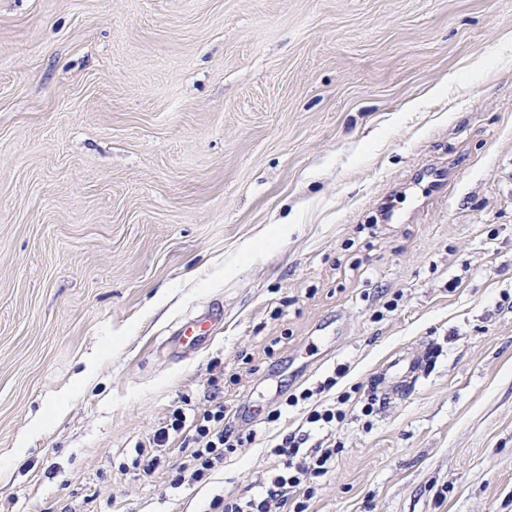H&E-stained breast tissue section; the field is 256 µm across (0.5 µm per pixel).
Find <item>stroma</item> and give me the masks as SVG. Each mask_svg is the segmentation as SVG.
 I'll return each mask as SVG.
<instances>
[{"label": "stroma", "instance_id": "35a3bbf8", "mask_svg": "<svg viewBox=\"0 0 512 512\" xmlns=\"http://www.w3.org/2000/svg\"><path fill=\"white\" fill-rule=\"evenodd\" d=\"M215 390L252 444L136 466ZM306 430L307 512H512V0H0V512H204ZM224 318V311L219 307L180 321L167 337L168 345L181 352L190 351L205 344L210 337V330ZM426 364L424 355H417L407 359H394L390 361L385 369V374H392L396 379L395 383H386L385 377L377 380L376 389L381 393L382 400H390L392 396L398 395L406 385L402 383H413ZM405 379V380H404ZM408 379V380H407Z\"/></svg>", "mask_w": 512, "mask_h": 512}]
</instances>
